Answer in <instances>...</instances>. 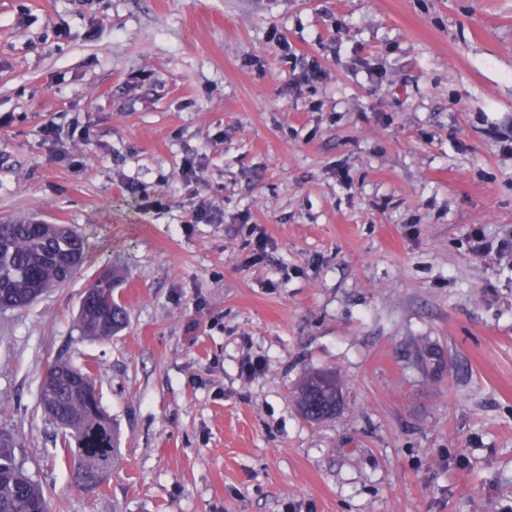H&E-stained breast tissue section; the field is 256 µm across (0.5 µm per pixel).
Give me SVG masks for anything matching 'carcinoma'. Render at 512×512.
Instances as JSON below:
<instances>
[{"mask_svg":"<svg viewBox=\"0 0 512 512\" xmlns=\"http://www.w3.org/2000/svg\"><path fill=\"white\" fill-rule=\"evenodd\" d=\"M85 248V238L64 224H0V309L22 310L68 283L83 265ZM115 288V276L106 270L84 289L77 316L82 335L106 337L125 326L127 311L115 300ZM52 369L57 377L50 387L40 384V403L74 439L72 478L84 489L95 479L98 458L104 456L112 465L118 460V435L82 370L61 361ZM338 389L336 375L311 373L299 387L296 402L309 419H329L336 415ZM13 455L14 449L0 447V512H49L43 490L22 477Z\"/></svg>","mask_w":512,"mask_h":512,"instance_id":"1","label":"carcinoma"}]
</instances>
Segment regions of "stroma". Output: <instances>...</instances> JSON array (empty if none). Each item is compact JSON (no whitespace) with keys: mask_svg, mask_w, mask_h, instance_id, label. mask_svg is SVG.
Instances as JSON below:
<instances>
[{"mask_svg":"<svg viewBox=\"0 0 512 512\" xmlns=\"http://www.w3.org/2000/svg\"><path fill=\"white\" fill-rule=\"evenodd\" d=\"M510 135L512 0H0V222L89 243L0 311V433L51 512H512V270L467 239L512 228ZM106 267L128 324L87 337ZM57 360L118 432L94 494L39 402ZM336 389L341 397V387L336 375L315 372L307 375L296 394L302 413L311 420L321 421L336 415Z\"/></svg>","mask_w":512,"mask_h":512,"instance_id":"stroma-1","label":"stroma"}]
</instances>
